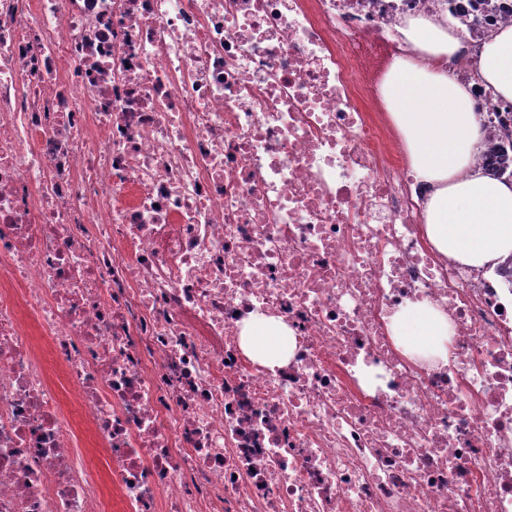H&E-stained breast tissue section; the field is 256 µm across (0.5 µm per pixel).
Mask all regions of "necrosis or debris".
<instances>
[{"mask_svg":"<svg viewBox=\"0 0 512 512\" xmlns=\"http://www.w3.org/2000/svg\"><path fill=\"white\" fill-rule=\"evenodd\" d=\"M444 6L0 0V512L107 509L49 356L123 512H512V289L430 245L367 110ZM452 6L466 84L512 0ZM416 303L447 359L397 345ZM241 344L254 360L273 366L291 356L294 338L281 321L256 315L244 325Z\"/></svg>","mask_w":512,"mask_h":512,"instance_id":"4bbe7bcc","label":"necrosis or debris"}]
</instances>
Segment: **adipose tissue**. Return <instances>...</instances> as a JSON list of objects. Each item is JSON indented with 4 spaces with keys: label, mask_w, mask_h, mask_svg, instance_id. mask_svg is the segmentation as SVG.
<instances>
[{
    "label": "adipose tissue",
    "mask_w": 512,
    "mask_h": 512,
    "mask_svg": "<svg viewBox=\"0 0 512 512\" xmlns=\"http://www.w3.org/2000/svg\"><path fill=\"white\" fill-rule=\"evenodd\" d=\"M399 33L417 55L397 60L384 85L390 121L405 145L415 185L425 193L424 218L430 243L440 253L471 268L512 254V183L490 179L473 165L483 141L471 110L467 85L448 77V58L461 38L433 20L411 19ZM479 83L494 97L512 103V27L493 32L479 50ZM430 104L409 111L410 101ZM391 329L406 355L446 358L448 322L424 304L396 313ZM246 353L266 365L286 361L294 349L287 326L263 315L243 327Z\"/></svg>",
    "instance_id": "adipose-tissue-1"
}]
</instances>
